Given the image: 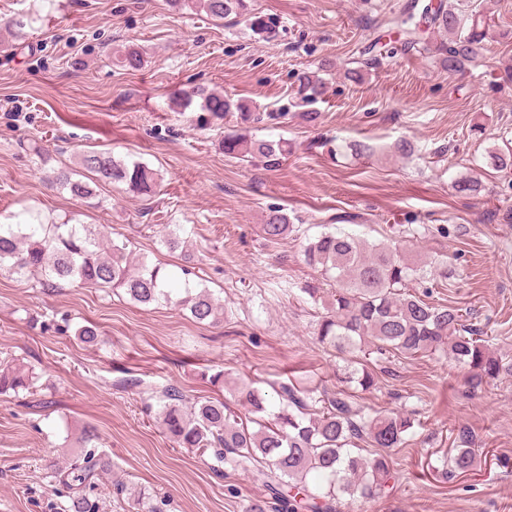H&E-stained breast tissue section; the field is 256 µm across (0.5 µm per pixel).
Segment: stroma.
I'll list each match as a JSON object with an SVG mask.
<instances>
[{"label":"stroma","instance_id":"35a3bbf8","mask_svg":"<svg viewBox=\"0 0 512 512\" xmlns=\"http://www.w3.org/2000/svg\"><path fill=\"white\" fill-rule=\"evenodd\" d=\"M248 2L275 21L274 39L166 0H0V23L26 24L25 38L0 49V224L33 214L101 224L135 256L170 270L180 257L162 245L163 227L182 225L196 274L224 306L223 322L200 324L173 303L145 308L67 284L46 290L0 268V361L39 376L32 393L0 395V512H61L69 491L45 465L79 452L85 428L95 429V453L109 468L91 489L104 512H122L119 480L167 497L168 512H244L261 487L177 447L144 400L170 386L226 400L242 381L266 391L291 384L314 400L345 389L337 358L315 340L322 305L305 293L329 288L304 260L309 238L328 224L372 243L413 232V258L451 265L434 300L462 308L512 353V167L493 168L489 158L512 152V83L503 80L512 0H454L490 20L485 51L465 73L386 52L359 84L346 71L409 0ZM129 45L143 55L134 71L117 61ZM304 71L327 84L312 105L297 94ZM199 86L277 113L251 132L288 140V157L269 168L225 155L224 135L241 127L236 113L205 124L198 106L171 109L174 93ZM33 140L41 155L30 151ZM404 140L407 155L397 150ZM88 149L158 170L160 193L146 201L102 183L94 198L78 199L47 186L50 169L75 167ZM463 177L480 193L457 192ZM273 207L297 226L278 241L262 233ZM89 321L99 344L75 335ZM371 367L377 385L359 403L415 412L420 424L391 455L393 487L339 512H512V378L470 398L463 369L441 353L375 354ZM219 371L223 381L211 383ZM131 376L139 386H121ZM461 425L482 451L473 471L448 479L440 459Z\"/></svg>","mask_w":512,"mask_h":512}]
</instances>
